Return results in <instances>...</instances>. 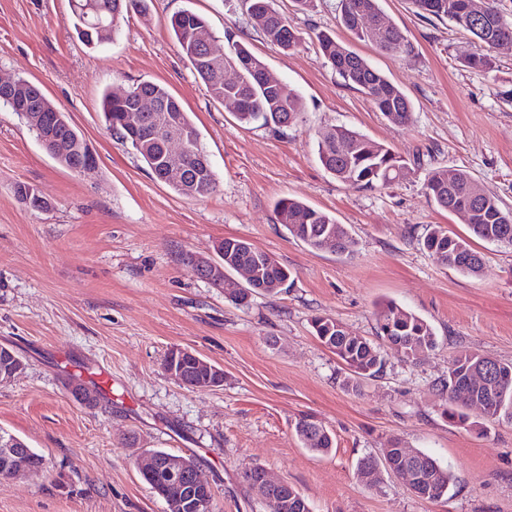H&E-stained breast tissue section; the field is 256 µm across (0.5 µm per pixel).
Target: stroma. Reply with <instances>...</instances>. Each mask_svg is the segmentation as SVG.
Wrapping results in <instances>:
<instances>
[{"label": "stroma", "mask_w": 512, "mask_h": 512, "mask_svg": "<svg viewBox=\"0 0 512 512\" xmlns=\"http://www.w3.org/2000/svg\"><path fill=\"white\" fill-rule=\"evenodd\" d=\"M147 4V16L131 15L113 40L89 45L74 28L70 0H0V77L38 85L98 160L94 176L76 174L0 104V345L25 363L0 385V428L45 458L39 471L0 477V512H169L135 464L151 450L192 455L211 483L213 512H273L241 478L252 465L295 486L311 512H512V423L481 433L451 422L440 390L457 351L512 362V246L474 240L484 259L474 278L422 245L438 224L470 234L426 196L435 169L467 170L512 208V48L494 49L490 70L465 68L475 40L422 16L412 0H380L413 55L396 59L364 42L354 48L409 99L412 120L397 125L319 49L317 32L350 38L339 0H315L308 11L271 0L302 35L289 51L267 42L240 0ZM184 7L207 20L216 48L226 49L224 33L235 31L300 97L296 125H243L209 96L167 28ZM142 80L166 86L190 113L216 180L206 197L175 193L105 128L103 91ZM340 125L404 156L407 176L374 191L338 181L317 159L316 135ZM20 183L48 209L22 203ZM284 197L344 224L352 253L291 237L274 210ZM227 237L247 239L287 267L290 287L237 305L183 264L188 252L214 255ZM386 302L426 320L437 344L407 359L381 343L382 372L351 390L311 320L334 318L373 341ZM175 347L222 368L223 386L197 391L170 380L162 364ZM305 414L333 435L328 455L296 436ZM396 438L450 471L447 495L421 499L384 468ZM368 456L382 466L371 488L357 472Z\"/></svg>", "instance_id": "1"}]
</instances>
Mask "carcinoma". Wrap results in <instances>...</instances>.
I'll use <instances>...</instances> for the list:
<instances>
[{
    "mask_svg": "<svg viewBox=\"0 0 512 512\" xmlns=\"http://www.w3.org/2000/svg\"><path fill=\"white\" fill-rule=\"evenodd\" d=\"M341 24L353 37L377 47L394 57H409L414 47L395 26L384 21L379 0H340ZM247 14L265 18L262 26L266 38L284 50L296 47L301 36L288 21L276 12L270 0H244ZM424 15L446 20L455 27L470 33L478 40L480 51L463 61L472 70L492 68L491 49L496 47L493 38L481 37L474 31L479 23L490 29L502 24L512 30V21L506 19L495 5V0H414ZM74 26L89 44L112 40L118 24L126 14L134 11L147 14L146 0H71ZM169 28L193 69L203 81L210 97L220 103L231 97L237 104L233 112L242 124L261 123L266 127L281 129L296 124L302 114L300 98L280 84L267 83V67L262 59L236 39L233 31L225 32L228 51L224 60H207L208 51L202 35L212 36L206 19L190 8L181 9L169 18ZM320 49L335 67L344 82L365 94L383 116L394 124L405 125L411 121L412 108L403 91L392 83L380 70L374 68L351 46L328 34L318 35ZM237 71V79L224 80L227 69ZM28 80L18 79L16 88L0 87V102L11 106L29 93ZM151 96L164 103L167 111L176 113L183 127L193 136L191 147L196 154L208 159L200 133L182 104L159 83L140 81L128 90L125 99H118L106 92L102 96L101 109L104 122L113 134L130 145L155 176L178 165L169 164L164 156L161 139L145 128L144 133L129 130L123 123L124 113L130 110L131 100ZM38 111L44 113L45 125L53 137L69 143V151L60 159L65 167L75 170L81 165L79 144L83 135L70 121L68 115L55 106L45 105V100L36 102ZM346 141L351 149L339 151ZM318 159L322 166L352 189L372 191L387 187L406 174L407 163L387 146L374 142L345 126H337L318 135ZM177 180L164 183L181 195L204 197L215 187L212 170H203L202 162L181 167ZM478 183L463 169L440 168L434 170L425 184L426 195L435 205L445 211L454 212L468 224L472 235L490 243L512 246V210L486 190H481L478 200H473ZM277 222L292 237L313 249H324L327 240H336L338 252H352L354 241L347 228L336 219L308 204L293 198L277 201ZM423 246L438 256L446 265L468 276L476 277L483 270V257L469 241L448 233L440 225L432 227L423 239ZM224 248V296L238 303L237 294L241 284L232 274L237 266L254 260L259 249L239 238H226L220 242ZM262 291L276 294L280 284L290 278L288 269L273 260L260 273ZM315 335L320 342L333 351L351 371L346 385L356 388L358 378H373L383 371L384 360L380 347L363 336L341 329V323L325 316L312 321ZM377 334L383 339L400 337L403 340L401 354L410 359L436 345L432 326L413 312L388 303L377 314ZM448 392V403L444 414L448 419L463 425L483 428L484 422H512V363L493 361L468 350L457 352L448 365V379L441 384ZM482 406L483 421H469L467 410ZM295 432L301 442L311 451L327 454L334 447L330 433L318 423L299 420ZM412 461L420 468L421 487L416 496L434 500L448 493L451 474L430 455L415 450ZM285 512H310L308 502L297 489L288 491Z\"/></svg>",
    "mask_w": 512,
    "mask_h": 512,
    "instance_id": "obj_1",
    "label": "carcinoma"
}]
</instances>
